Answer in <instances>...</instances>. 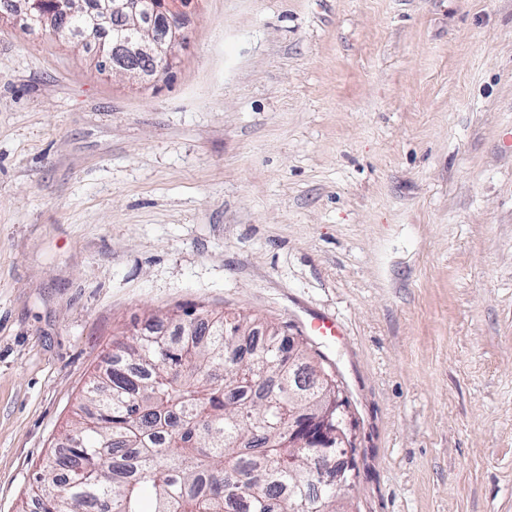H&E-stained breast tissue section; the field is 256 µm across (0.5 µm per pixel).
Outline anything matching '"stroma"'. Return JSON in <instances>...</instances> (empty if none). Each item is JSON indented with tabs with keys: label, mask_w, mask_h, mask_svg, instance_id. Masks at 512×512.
I'll use <instances>...</instances> for the list:
<instances>
[{
	"label": "stroma",
	"mask_w": 512,
	"mask_h": 512,
	"mask_svg": "<svg viewBox=\"0 0 512 512\" xmlns=\"http://www.w3.org/2000/svg\"><path fill=\"white\" fill-rule=\"evenodd\" d=\"M101 48L0 20V512L200 305L335 371L352 512H512V0H195L157 82Z\"/></svg>",
	"instance_id": "obj_1"
}]
</instances>
